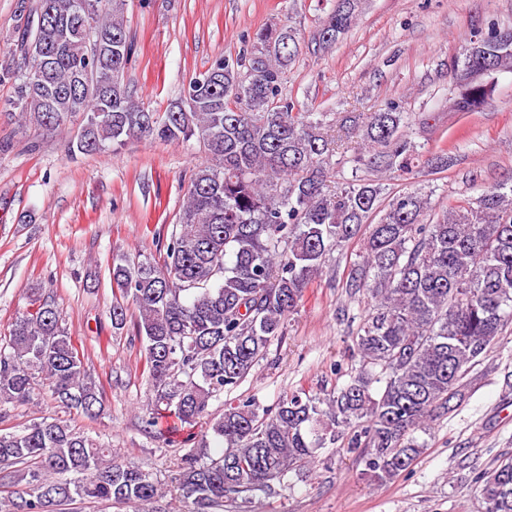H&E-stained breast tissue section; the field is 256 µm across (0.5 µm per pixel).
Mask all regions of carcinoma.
<instances>
[{"label": "carcinoma", "instance_id": "obj_1", "mask_svg": "<svg viewBox=\"0 0 512 512\" xmlns=\"http://www.w3.org/2000/svg\"><path fill=\"white\" fill-rule=\"evenodd\" d=\"M78 2L38 0L39 18L20 6L16 48L0 59V85L12 87L0 112L49 132L81 116L67 144L72 157L142 138L194 137L208 154L163 263L132 265L117 255L110 270L113 286L135 305L155 389L144 430L173 443L185 427L207 425L185 437L194 442L177 483L186 512H224L243 492H276L346 428L362 474L384 483L409 470L424 447L416 433L461 406L462 378L512 324V179L440 209L421 187L384 200V181L453 164L444 147L422 150L392 103L346 127L347 137L367 145L355 162L372 177L336 185L322 120L283 95L302 45L289 25L259 29L250 52L232 62L217 57L159 116L124 84L134 49L125 0H85L90 9L80 16ZM363 5L333 0L318 48L355 26ZM455 66L458 75L479 76L456 85L448 111H483L494 75L512 72V28L474 35ZM364 227L346 287L372 308L357 329L360 367L350 381L329 398L293 391L273 412L246 399L213 416L211 400L237 387L283 335L326 256ZM110 318L113 331L124 329L127 307L113 301ZM44 396L89 418L103 407L83 353L36 291L0 347V405ZM214 444L222 449L217 458ZM475 485L483 512H512V460L479 472ZM166 495L152 473L65 419L0 431V512H66L77 501L171 512Z\"/></svg>", "mask_w": 512, "mask_h": 512}]
</instances>
